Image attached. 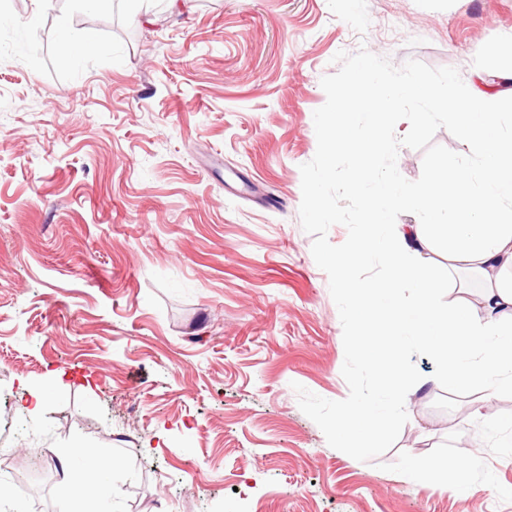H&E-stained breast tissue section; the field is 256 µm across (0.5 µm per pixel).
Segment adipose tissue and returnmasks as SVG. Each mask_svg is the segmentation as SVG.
Returning <instances> with one entry per match:
<instances>
[{
	"instance_id": "obj_1",
	"label": "adipose tissue",
	"mask_w": 512,
	"mask_h": 512,
	"mask_svg": "<svg viewBox=\"0 0 512 512\" xmlns=\"http://www.w3.org/2000/svg\"><path fill=\"white\" fill-rule=\"evenodd\" d=\"M448 110L457 119L460 138L478 144L481 179L457 169L448 174L447 192L432 184L417 196L405 195L394 177L372 166L359 167L353 179L357 185L368 180L378 185L354 251H373L393 267L395 276L390 281L361 282L350 277L348 259L336 263L352 313V345L372 370L383 375L381 389L390 396L383 412L376 409V396L353 397L341 423V435L349 441L363 443L381 435L388 417L411 405L410 389L402 384L404 368L397 361L384 363L373 356L375 348L393 346L398 336L412 337L437 357L446 358L449 389H466L474 379L482 382L483 393L468 410L469 418L480 424L497 427L492 397L500 389H512V282L500 279L503 271H512V224L502 221L504 202L512 203V137L494 131L497 99L493 95L462 90L449 96ZM397 208L423 211L435 221L384 225L385 213ZM442 230L448 236L449 273L468 270L485 282L478 303L463 299L446 311L434 305L437 282L424 251L434 233ZM403 282L414 290L413 306L398 302L396 290ZM71 455L61 469L68 494L85 503L109 497L107 461L82 444L72 448ZM464 466L461 460L435 465L412 453L406 472L423 480L430 491L457 494L467 490L466 483L456 478Z\"/></svg>"
}]
</instances>
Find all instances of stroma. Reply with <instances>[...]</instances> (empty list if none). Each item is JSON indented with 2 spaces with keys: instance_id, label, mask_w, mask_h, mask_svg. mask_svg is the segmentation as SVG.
<instances>
[{
  "instance_id": "obj_1",
  "label": "stroma",
  "mask_w": 512,
  "mask_h": 512,
  "mask_svg": "<svg viewBox=\"0 0 512 512\" xmlns=\"http://www.w3.org/2000/svg\"><path fill=\"white\" fill-rule=\"evenodd\" d=\"M0 0V392L54 395L0 446L46 483L27 512H84L60 487L76 443L121 463L100 512H512V447L460 409L411 337L412 412L360 462L328 445L294 384L339 401L343 330L300 223L302 164L334 56L456 68L500 95L512 134V0ZM36 25H29L31 14ZM93 30L64 54L60 20ZM440 308L477 300L426 252ZM471 455L470 491L431 493L408 454Z\"/></svg>"
}]
</instances>
